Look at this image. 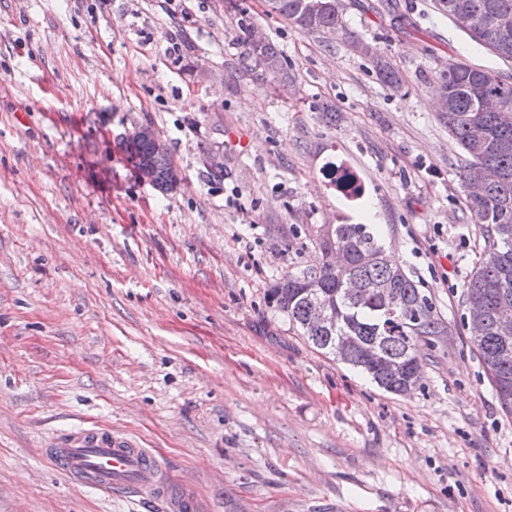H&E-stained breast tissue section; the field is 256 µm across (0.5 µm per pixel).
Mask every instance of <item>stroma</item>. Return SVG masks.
Instances as JSON below:
<instances>
[{
    "label": "stroma",
    "mask_w": 512,
    "mask_h": 512,
    "mask_svg": "<svg viewBox=\"0 0 512 512\" xmlns=\"http://www.w3.org/2000/svg\"><path fill=\"white\" fill-rule=\"evenodd\" d=\"M397 2L339 0L327 38L265 0H0V512H163L55 469L45 449L92 426L152 449L203 512H512V415L463 301L486 226L434 99L446 62L505 64L435 0ZM243 15L287 83L247 59ZM135 124L169 146L177 191L138 179ZM336 224L371 225L434 304L408 394L266 302ZM363 50H364L365 54H367L369 56H374L377 54V51L372 46H370L368 44L364 45ZM372 61L374 63V67L376 69V73H377V76L379 77V79L383 83H385L391 87L398 88L399 76L396 73V71L394 70V68L391 66V64L388 61L383 60L379 55L374 56L372 58Z\"/></svg>",
    "instance_id": "1"
}]
</instances>
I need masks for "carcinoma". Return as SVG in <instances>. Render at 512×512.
Instances as JSON below:
<instances>
[{
  "label": "carcinoma",
  "mask_w": 512,
  "mask_h": 512,
  "mask_svg": "<svg viewBox=\"0 0 512 512\" xmlns=\"http://www.w3.org/2000/svg\"><path fill=\"white\" fill-rule=\"evenodd\" d=\"M303 0H278L276 15L299 30L314 34L325 27L343 28L338 0H331L325 12L312 16L301 8ZM437 9L448 16L469 11L475 25L468 35L497 57L512 62V32L502 33L494 24L498 15L512 16V0H436ZM249 57L274 77L285 82L282 53L270 42L251 45ZM379 79L399 86V76L391 64L376 55L372 58ZM438 84L448 92V111L440 113L448 132L463 151L461 187L494 169L499 178L488 183L479 198L464 195L470 209L482 210L487 218L489 249L465 284L466 306L484 307L486 322L467 327L470 339L490 377L503 409L512 412V366L503 371L500 354L502 341L497 319L512 317V73L457 65L451 75L438 77ZM495 96L503 109L486 111L481 98ZM482 132L473 137V129ZM135 166L149 165L157 175L158 187L168 190L173 158L169 149H160L152 140H127ZM324 253L321 266L288 273L267 292L270 307L286 315L314 347L338 360L361 368L381 388L395 394L410 392L408 378L413 369L422 367L416 355L418 343L439 333L429 297L397 264L385 256L382 245L365 224H338L333 237L320 242ZM347 259L351 275L359 283V295L352 297L339 285L333 252ZM394 287L400 300L419 309V321L396 320L387 315L380 289ZM328 301L336 311V328L315 327L308 321L313 302ZM395 360L402 364L397 377L384 379L381 363Z\"/></svg>",
  "instance_id": "obj_1"
}]
</instances>
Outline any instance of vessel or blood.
Here are the masks:
<instances>
[{
  "label": "vessel or blood",
  "mask_w": 512,
  "mask_h": 512,
  "mask_svg": "<svg viewBox=\"0 0 512 512\" xmlns=\"http://www.w3.org/2000/svg\"><path fill=\"white\" fill-rule=\"evenodd\" d=\"M71 479L111 492L126 491L161 502L166 512H199L188 485L173 478L154 454L125 434L82 428L46 451Z\"/></svg>",
  "instance_id": "1"
}]
</instances>
